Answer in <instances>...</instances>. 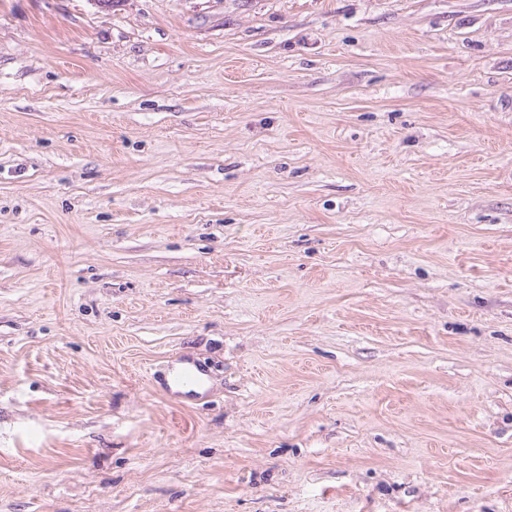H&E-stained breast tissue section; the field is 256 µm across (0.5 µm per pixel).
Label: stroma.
<instances>
[{
  "instance_id": "35a3bbf8",
  "label": "stroma",
  "mask_w": 512,
  "mask_h": 512,
  "mask_svg": "<svg viewBox=\"0 0 512 512\" xmlns=\"http://www.w3.org/2000/svg\"><path fill=\"white\" fill-rule=\"evenodd\" d=\"M0 512H512V0H0ZM164 392L170 397L200 400L205 397L206 369L193 357L179 356L174 366L167 365Z\"/></svg>"
}]
</instances>
